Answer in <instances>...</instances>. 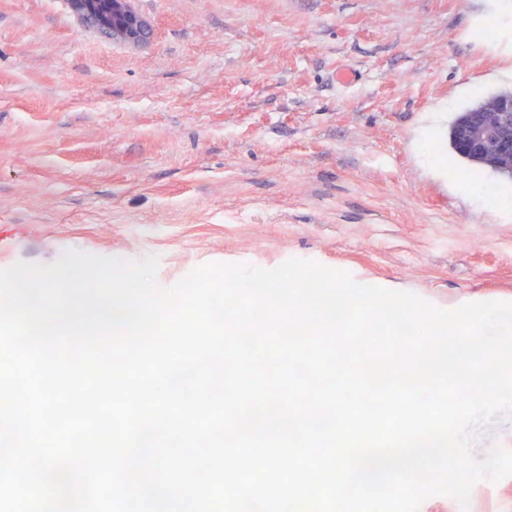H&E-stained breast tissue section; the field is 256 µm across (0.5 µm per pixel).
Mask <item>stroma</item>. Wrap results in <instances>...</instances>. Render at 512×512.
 <instances>
[{
    "mask_svg": "<svg viewBox=\"0 0 512 512\" xmlns=\"http://www.w3.org/2000/svg\"><path fill=\"white\" fill-rule=\"evenodd\" d=\"M132 45L70 0H0V269L68 250L196 267L292 258L443 309L512 298V183L414 144L512 87V0H130ZM357 73L348 88L339 69Z\"/></svg>",
    "mask_w": 512,
    "mask_h": 512,
    "instance_id": "obj_1",
    "label": "stroma"
}]
</instances>
